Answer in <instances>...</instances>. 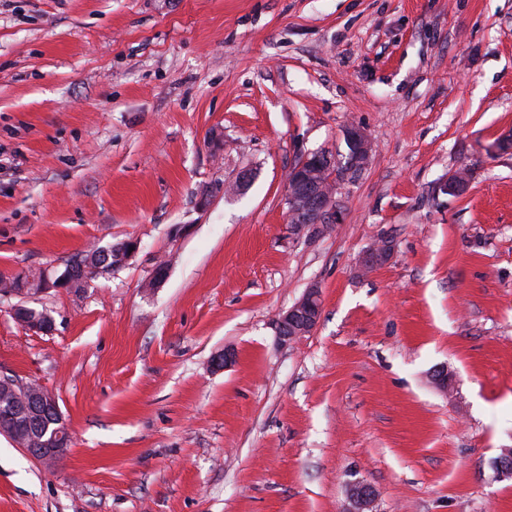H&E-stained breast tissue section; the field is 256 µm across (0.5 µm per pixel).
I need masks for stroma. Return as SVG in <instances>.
Instances as JSON below:
<instances>
[{
  "mask_svg": "<svg viewBox=\"0 0 512 512\" xmlns=\"http://www.w3.org/2000/svg\"><path fill=\"white\" fill-rule=\"evenodd\" d=\"M350 124L368 167L293 235L289 168ZM127 239L25 299L51 333L0 297V376L73 437L46 465L0 434V512H347L358 481L372 512H512V0H0V271ZM130 247H134L133 251H130ZM138 249V243L134 239L125 240L122 242V244L118 246H112V244L108 246H103L102 250L106 253L112 254V267H107L103 269L102 266H99L94 269H88V282L91 281V279H95L101 275L106 274L108 271H110L113 268L125 265L131 257L134 255V253ZM392 250L391 242L381 241L377 246L371 247L363 254L359 268L362 271H370L387 260ZM322 301L318 286H311L303 297L288 308L278 321V339L287 344L302 336L310 335L320 322ZM12 313L16 320L28 329H33L41 333H48L53 329V319L47 314L40 319H29V309L20 304L12 308ZM18 315L23 318H17ZM349 509L347 512H370L371 504L375 499V489L364 482L349 484L347 487Z\"/></svg>",
  "mask_w": 512,
  "mask_h": 512,
  "instance_id": "35a3bbf8",
  "label": "stroma"
}]
</instances>
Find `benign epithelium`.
I'll use <instances>...</instances> for the list:
<instances>
[{"instance_id": "obj_1", "label": "benign epithelium", "mask_w": 512, "mask_h": 512, "mask_svg": "<svg viewBox=\"0 0 512 512\" xmlns=\"http://www.w3.org/2000/svg\"><path fill=\"white\" fill-rule=\"evenodd\" d=\"M343 136L349 148L347 165L343 167L336 165L335 155L319 150L305 154L288 172L285 201L289 203L291 230L296 235L309 230L324 229L336 223L340 209V201L337 199L339 186L355 181L370 162L373 143L364 129L357 125H348L343 131ZM467 184L468 174L460 170L442 184L441 190L455 194L463 191ZM132 247H138L134 239L125 240L118 246H104L102 250L112 254V267L116 268L131 259L134 255V252L130 251ZM391 250L392 245L388 240L369 248L363 254L359 268L363 271L374 269L387 260ZM110 268L99 266L91 269L88 278L95 279L104 275L110 271ZM36 283L38 287L31 290L26 288L17 290L12 284L11 277L1 274L0 293L18 297L36 296L53 288H69L73 285L67 269L58 276L43 270L36 275ZM12 313L18 317V322L28 329L41 333H48L53 329V319L47 314L40 319H31L29 309L20 304L12 308ZM321 314L320 289L313 285L299 301L280 316L279 342L286 344L311 334L319 324ZM430 378L431 382L444 392L453 386L452 376L444 366L435 369L430 374ZM21 389L32 396L33 400L21 406L1 403L0 425L6 428L4 431L6 436L19 439V446L30 457L53 463L65 456L69 449L46 442L37 447L26 443L24 437L40 438L43 423L60 414L59 404L56 398L46 390L36 389L30 383L21 385ZM491 467L498 475H511L512 450L500 449V453L492 459ZM347 498L349 501L347 512H370L371 504L375 499V489L368 483H352L347 487Z\"/></svg>"}]
</instances>
